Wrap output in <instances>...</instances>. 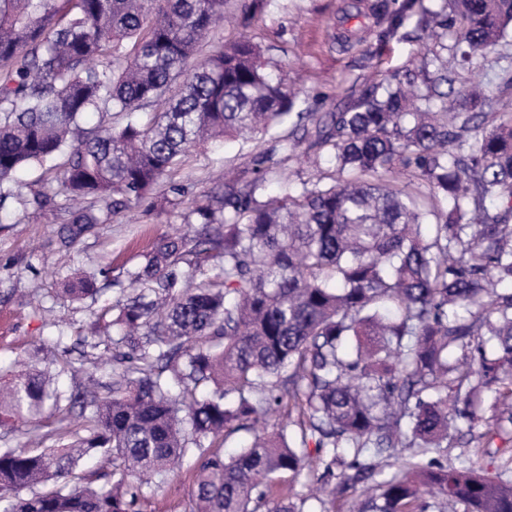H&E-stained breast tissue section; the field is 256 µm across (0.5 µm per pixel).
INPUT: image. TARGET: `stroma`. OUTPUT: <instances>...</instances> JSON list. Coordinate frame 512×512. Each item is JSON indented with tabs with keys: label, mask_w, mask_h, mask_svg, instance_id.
<instances>
[{
	"label": "stroma",
	"mask_w": 512,
	"mask_h": 512,
	"mask_svg": "<svg viewBox=\"0 0 512 512\" xmlns=\"http://www.w3.org/2000/svg\"><path fill=\"white\" fill-rule=\"evenodd\" d=\"M378 0H260L244 11L233 5L204 41L201 52L248 40L261 46L267 70L299 92L303 111L322 116L340 112L361 88L382 78L417 73L420 32L407 20L399 34L380 40L384 26ZM512 57V31L496 51L472 56L466 63L448 60L454 89L481 81L491 98V111L507 113L512 104L498 92L497 61ZM281 136L270 133L248 140L217 141L191 150L155 189L151 198L131 205L111 221L94 225L74 243L63 241L70 204L52 196L41 209L23 202L41 190L52 173L33 167L17 176L20 198L0 208V370L45 365L64 355L78 375L55 377L60 390L72 392L88 377L106 381L112 370V342L98 349L83 343L91 335L95 313L123 295L127 272L164 235L187 232L183 218L204 196L244 185L257 166L268 169L266 195L283 182L299 183L314 171L304 151L285 153ZM180 194H173L171 186ZM108 269L111 283L96 301H67L58 296L62 280L81 271ZM196 456L184 458L161 480L145 489L140 512H191Z\"/></svg>",
	"instance_id": "35a3bbf8"
}]
</instances>
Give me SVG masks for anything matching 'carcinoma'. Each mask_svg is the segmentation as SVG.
Masks as SVG:
<instances>
[{
    "label": "carcinoma",
    "instance_id": "cac0c4a2",
    "mask_svg": "<svg viewBox=\"0 0 512 512\" xmlns=\"http://www.w3.org/2000/svg\"><path fill=\"white\" fill-rule=\"evenodd\" d=\"M453 2L448 15L404 0L389 32L416 13L427 38L452 35L464 60L495 50L512 0ZM226 7L0 0V202L17 172L64 159L32 203L45 206L51 190L82 202L73 240L99 222L96 204L112 214L147 198L208 138L306 128L313 114L267 73L259 46L191 63ZM421 72L424 88L393 76L306 132L311 163L332 157L339 179L266 197L260 170L191 209L186 223L204 233L160 237L127 272L126 299L97 313L121 336L111 381H87L63 406L51 366L10 373L1 426L75 407L83 423L49 448H0V512H139L143 488L197 449L192 512H305L313 497L276 491L282 475L296 483L322 469L313 499L323 506L400 448L411 452L353 512H427L429 497L512 512V455L492 471L432 457L454 443L450 412L473 419L487 392L495 414L475 452L512 438V115L476 111L486 97L474 88L440 93L448 61L432 49ZM93 112L111 125L86 131ZM397 171L428 193L394 182ZM495 201L506 208L490 212ZM94 285L75 277L63 297H92ZM294 411L292 438L263 433L229 458L202 451ZM97 452L112 462L109 485L78 470Z\"/></svg>",
    "mask_w": 512,
    "mask_h": 512
}]
</instances>
